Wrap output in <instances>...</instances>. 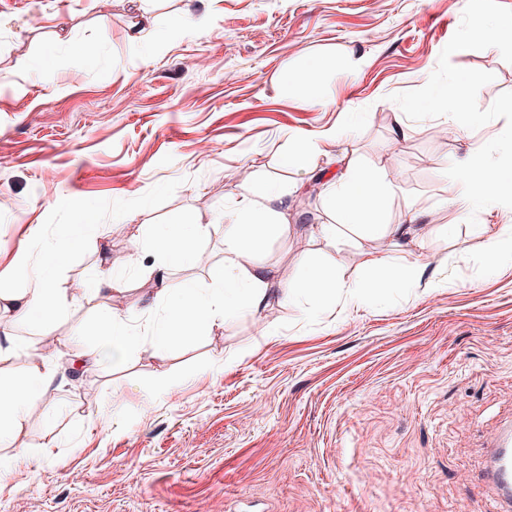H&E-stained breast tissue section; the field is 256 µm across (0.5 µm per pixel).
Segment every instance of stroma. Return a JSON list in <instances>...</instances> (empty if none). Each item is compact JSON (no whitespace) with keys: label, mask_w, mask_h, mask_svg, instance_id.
Returning <instances> with one entry per match:
<instances>
[{"label":"stroma","mask_w":512,"mask_h":512,"mask_svg":"<svg viewBox=\"0 0 512 512\" xmlns=\"http://www.w3.org/2000/svg\"><path fill=\"white\" fill-rule=\"evenodd\" d=\"M466 0H0V289L27 287L44 250L79 211L101 240L55 277L66 305L10 323L20 345L51 347L64 379L0 442V512H497L489 445L512 427V253L487 267L476 215L512 227V208L472 213L447 167L500 134L448 117L413 121L393 94L424 86ZM148 34L130 41L141 14ZM195 65H186V56ZM336 66L281 75L302 57ZM459 68L494 74L477 97L512 91L496 48L460 50ZM394 169L377 216L394 238L325 240L336 221L323 187L347 160ZM292 187L288 235L261 239L277 280L312 255L343 280L370 276L372 252L416 263L418 281L364 302L271 303L222 329L150 348L162 301L140 288L213 287L224 212L245 184ZM207 226L208 261L162 266L131 225ZM112 252L139 338L86 371L72 341L99 346L96 247ZM180 379L159 385L160 373ZM47 453H40V445Z\"/></svg>","instance_id":"35a3bbf8"}]
</instances>
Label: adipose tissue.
Segmentation results:
<instances>
[{"label":"adipose tissue","instance_id":"1","mask_svg":"<svg viewBox=\"0 0 512 512\" xmlns=\"http://www.w3.org/2000/svg\"><path fill=\"white\" fill-rule=\"evenodd\" d=\"M387 182V175L382 170H369L356 163H348L343 177L326 188L328 202L339 221L320 225L321 237L333 240L345 231L361 238H405L404 226L381 224L369 219V210L378 198L379 188ZM288 194V189L275 186L260 191L250 187L243 189L236 208L224 216V266L213 273L214 279L220 283L219 288L208 292L186 285L158 288V295L166 298L167 305L162 324L152 336L154 356L165 357L171 332L223 328L227 316L245 309L264 310L275 295L284 302L313 298L326 306L335 303L337 296L344 292L350 300L360 302L377 295L389 284L404 285L418 278V266H396L381 257L372 256L366 258L365 264L375 269L376 274L358 288L346 289L344 281L329 268L312 264L294 283L273 290V272L257 261L254 249L261 237L287 232ZM204 232V226L199 224L189 225L184 231L166 230L152 238L151 248L170 265L186 258L195 260L201 255L197 242ZM97 234V225L88 222L72 225L67 239L51 249L48 260L42 262L40 271L27 288L0 291V321L37 313L51 314L60 303L55 275L67 264L72 242L84 241ZM56 378L57 370L52 361L41 354L32 360L26 383L0 382V440L14 437L21 431L30 405L52 390Z\"/></svg>","mask_w":512,"mask_h":512}]
</instances>
